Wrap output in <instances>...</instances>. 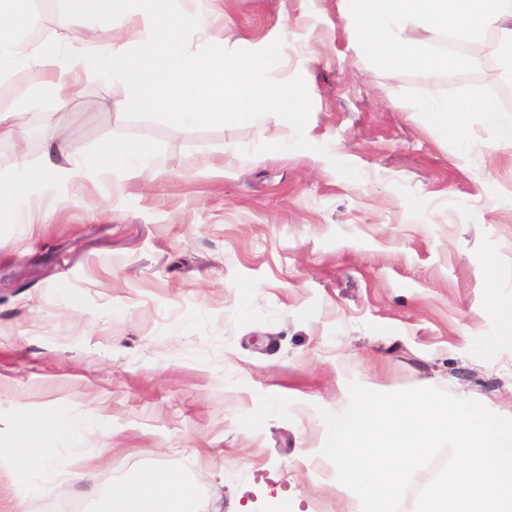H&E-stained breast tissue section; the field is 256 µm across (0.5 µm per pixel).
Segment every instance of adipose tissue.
<instances>
[{
    "mask_svg": "<svg viewBox=\"0 0 512 512\" xmlns=\"http://www.w3.org/2000/svg\"><path fill=\"white\" fill-rule=\"evenodd\" d=\"M60 25L90 20L86 44L73 47L49 37L27 52L17 50L24 28L34 18V0H0V84L19 71L32 83L0 102V138L19 139L16 115L48 100L65 106L86 81L104 74L128 80L130 107L166 109L178 124L224 122L239 110L262 119H278L300 109L298 93L271 83L262 58L225 54L222 47L189 56L183 42L189 32L207 28L208 19L172 0H60ZM345 15L360 33L363 49L390 73L403 69L438 70L434 45L454 41L460 51L450 59L458 71L477 61L475 48L488 34L498 46L512 49V0H345ZM68 146L48 134L41 163L19 160L16 170L0 174V217L19 219L31 191L69 182L78 168L61 165ZM158 154L147 140H112L87 159L88 167L126 174L156 166ZM82 429L61 408H24L14 421L8 460L20 479L49 493L57 477L92 478V470L68 471L61 441L76 440ZM95 512H198L194 485L183 474L154 470L127 477L118 489L96 500Z\"/></svg>",
    "mask_w": 512,
    "mask_h": 512,
    "instance_id": "1",
    "label": "adipose tissue"
}]
</instances>
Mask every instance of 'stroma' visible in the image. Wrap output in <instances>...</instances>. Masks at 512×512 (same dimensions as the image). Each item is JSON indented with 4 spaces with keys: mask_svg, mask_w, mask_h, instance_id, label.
I'll use <instances>...</instances> for the list:
<instances>
[{
    "mask_svg": "<svg viewBox=\"0 0 512 512\" xmlns=\"http://www.w3.org/2000/svg\"><path fill=\"white\" fill-rule=\"evenodd\" d=\"M209 32L184 48L259 56L301 110L171 123L127 109L108 76L66 110L21 112L0 173L39 163L61 128L73 158L150 139L161 168L34 193L0 221V447L20 406L65 408L109 453L92 482L28 492L0 465V512H90L138 470L185 472L199 512H353L318 450L320 410L348 384L436 387L512 412V74L486 48L466 72L388 76L360 55L343 0H195ZM470 98L462 136L428 99ZM494 277L495 294L485 288Z\"/></svg>",
    "mask_w": 512,
    "mask_h": 512,
    "instance_id": "stroma-1",
    "label": "stroma"
}]
</instances>
